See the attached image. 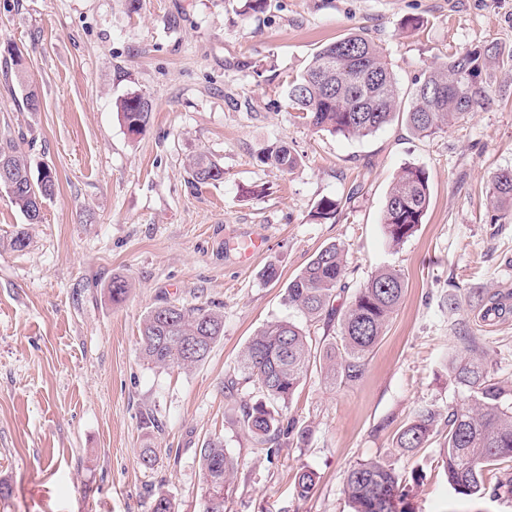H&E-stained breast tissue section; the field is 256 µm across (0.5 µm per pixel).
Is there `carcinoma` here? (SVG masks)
Instances as JSON below:
<instances>
[{"label": "carcinoma", "instance_id": "obj_1", "mask_svg": "<svg viewBox=\"0 0 512 512\" xmlns=\"http://www.w3.org/2000/svg\"><path fill=\"white\" fill-rule=\"evenodd\" d=\"M509 62L501 49L485 44L457 51L416 80L403 99L381 47L360 33H351L320 48L304 73L288 81V108L298 118L320 130L345 138L369 136L388 126L398 114L412 132L422 138L433 136L468 118L492 99L488 71ZM117 112L127 132L143 134L150 124L153 104L140 94L116 101ZM263 164L284 173L297 163L293 150L275 143L259 158ZM0 165L11 183L0 179V189L31 223L42 215L35 199L45 202L56 192L52 170L33 176L27 159L11 140L0 142ZM187 173L197 185L224 178V168L205 153L193 156ZM492 210L512 208V171L492 176L489 187ZM340 202L322 198L314 216L329 219ZM430 206L429 177L420 167L407 166L395 177L386 197L382 223L389 242L403 244L422 224ZM347 274L345 248L329 244L315 253L304 268L288 282L286 299L307 319L326 315L338 318L336 336L313 343L310 334L290 321H273L246 346L242 368L246 379L256 383L265 400L243 405V423L256 443L281 445L292 439L304 443L309 430L295 421L282 423L279 408L288 406L309 370L318 366L331 386L361 379L366 357L377 344L405 290L400 273L389 268L376 271L353 293L343 313L334 301L345 291ZM128 283L112 278L109 295L114 303L127 297ZM465 300L480 306L482 318H498L507 311L499 294L472 288ZM224 334V317L204 306L184 307L163 303L147 312L140 326V352L147 363L159 367L192 368L202 363ZM462 353L448 357V374L466 392L464 403L448 408L445 417L422 406L396 431L392 447L402 455H413L430 441L438 422L446 435L442 466L448 486L458 495L473 497L501 489L512 493V385L494 377L488 368L487 351L466 329L459 330ZM206 490L219 494L220 501L207 503L205 512H224L237 463L224 450V442L208 439L200 449ZM345 496L351 512H409L407 485L384 460L371 459L352 465L345 478Z\"/></svg>", "mask_w": 512, "mask_h": 512}]
</instances>
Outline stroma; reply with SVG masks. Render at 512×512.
I'll return each mask as SVG.
<instances>
[{"label": "stroma", "instance_id": "35a3bbf8", "mask_svg": "<svg viewBox=\"0 0 512 512\" xmlns=\"http://www.w3.org/2000/svg\"><path fill=\"white\" fill-rule=\"evenodd\" d=\"M241 0H0V43L23 54L40 109L27 111L22 85L0 53V140H13L32 169L58 179L41 223L26 224L0 191V512H151L157 492L178 512H203L200 449L224 441L238 462L225 512H349L344 478L356 462L383 458L422 480L410 512H512V494L464 497L448 486L442 436L403 457L392 437L426 405L460 402L448 375L459 324L489 353L496 378L512 382V212L494 218L491 177L512 170V67L489 72L495 96L467 120L431 137L403 119L347 139L289 112L287 81L323 45L362 32L381 45L401 94L447 54L495 43L512 51V0H268L242 14ZM415 17L416 32L400 28ZM135 92L154 111L146 132L127 134L115 108ZM283 141L298 164H261ZM205 153L222 181L191 182L188 159ZM429 174L431 203L417 232L392 246L382 213L406 166ZM340 200L334 218L311 211ZM29 245L10 247L18 227ZM264 247L242 260L239 239ZM347 251L344 308L379 267L398 270L402 303L364 374L331 387L319 370L282 416L309 428L306 443L267 453L242 422L243 403L262 400L239 359L268 322H304L285 288L320 248ZM275 266L279 279L262 273ZM129 284L113 303V278ZM487 287L509 308L494 320L478 309L449 311L454 289ZM206 305L224 315V334L192 369L156 368L139 353V326L163 303ZM162 424L157 460L140 461L141 417ZM313 470L300 496L294 476Z\"/></svg>", "mask_w": 512, "mask_h": 512}]
</instances>
